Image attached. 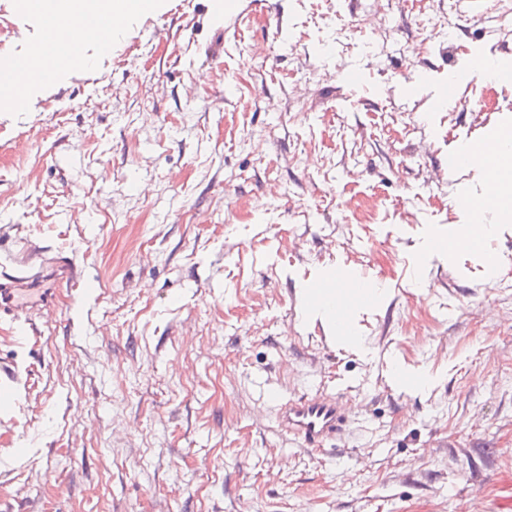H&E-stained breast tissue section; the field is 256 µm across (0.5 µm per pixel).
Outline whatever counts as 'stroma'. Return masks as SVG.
<instances>
[{"label":"stroma","instance_id":"1","mask_svg":"<svg viewBox=\"0 0 512 512\" xmlns=\"http://www.w3.org/2000/svg\"><path fill=\"white\" fill-rule=\"evenodd\" d=\"M223 3L154 0L0 105V259L97 282L0 323V512H512V222L448 165L512 130V0ZM57 21L0 0V59ZM477 54L509 75L439 106ZM477 217L491 235L432 248ZM336 266L381 286L353 346L308 301ZM263 383L358 415L308 451Z\"/></svg>","mask_w":512,"mask_h":512}]
</instances>
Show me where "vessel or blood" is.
I'll return each instance as SVG.
<instances>
[{
	"mask_svg": "<svg viewBox=\"0 0 512 512\" xmlns=\"http://www.w3.org/2000/svg\"><path fill=\"white\" fill-rule=\"evenodd\" d=\"M34 62H27L12 72L11 100L15 106H22L26 100L22 92L23 85L32 72ZM501 66L490 63L485 58H477L473 66L456 70L448 75L446 99H453L457 87L473 77L484 76L489 79L501 77ZM448 163L452 166L491 168L493 149L486 146L474 148L461 147L450 154ZM52 273L58 287L67 288L79 281L82 273L72 258L57 256L36 265L0 263V316L9 317L11 322H28L29 312L21 306L20 291L38 287L45 273ZM337 280L344 284L340 294L315 292L316 303L331 328L335 340H349L356 334V327L350 316V302L369 296L374 291V283L367 274L360 271L337 273ZM264 401L274 411L279 428L288 437L303 448L314 450L323 443L343 433L351 421L356 418L354 405L343 393L320 388L302 395L286 398L278 391L270 389L265 393Z\"/></svg>",
	"mask_w": 512,
	"mask_h": 512,
	"instance_id": "b4317fda",
	"label": "vessel or blood"
}]
</instances>
